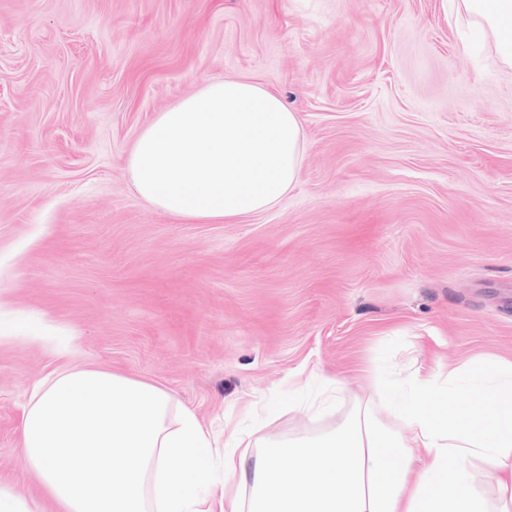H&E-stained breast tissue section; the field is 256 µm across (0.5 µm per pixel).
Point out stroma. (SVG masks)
I'll return each instance as SVG.
<instances>
[{"instance_id": "obj_1", "label": "stroma", "mask_w": 512, "mask_h": 512, "mask_svg": "<svg viewBox=\"0 0 512 512\" xmlns=\"http://www.w3.org/2000/svg\"><path fill=\"white\" fill-rule=\"evenodd\" d=\"M278 93L300 178L180 222L125 158L205 80ZM0 484L31 389L87 365L167 390L223 453L340 422L371 377L512 361V67L452 0H0Z\"/></svg>"}]
</instances>
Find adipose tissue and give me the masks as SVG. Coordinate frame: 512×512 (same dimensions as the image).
<instances>
[{"mask_svg":"<svg viewBox=\"0 0 512 512\" xmlns=\"http://www.w3.org/2000/svg\"><path fill=\"white\" fill-rule=\"evenodd\" d=\"M512 66V0H458ZM304 131L281 97L239 79L205 81L138 135L125 170L139 197L175 219L234 224L276 206L298 181ZM472 376L484 399L430 406ZM401 404L376 394L336 427L284 447L236 436L220 492L193 411L154 384L69 368L32 391L22 451L60 512H512V362L416 374ZM491 467L492 494L477 491Z\"/></svg>","mask_w":512,"mask_h":512,"instance_id":"1","label":"adipose tissue"}]
</instances>
